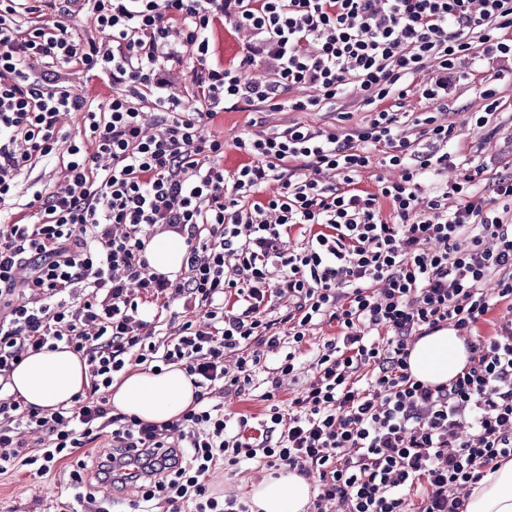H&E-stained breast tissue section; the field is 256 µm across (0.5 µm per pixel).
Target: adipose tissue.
<instances>
[{
	"instance_id": "ef3b65f1",
	"label": "adipose tissue",
	"mask_w": 512,
	"mask_h": 512,
	"mask_svg": "<svg viewBox=\"0 0 512 512\" xmlns=\"http://www.w3.org/2000/svg\"><path fill=\"white\" fill-rule=\"evenodd\" d=\"M145 255L153 271L177 275L185 256L183 238L173 232L155 235ZM461 336L442 329L421 337L409 356L413 376L438 384L449 381L467 362ZM89 382L88 367L66 347L25 357L13 370L6 391L24 404L42 409L69 407ZM196 389L177 366L162 372L136 370L115 381L110 400L119 412L146 422L164 423L182 414L195 400ZM313 495L310 481L293 472L268 477L254 485L252 501L258 512H306ZM467 512H512V461L487 473L474 485Z\"/></svg>"
}]
</instances>
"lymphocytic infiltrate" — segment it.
<instances>
[{"label": "lymphocytic infiltrate", "instance_id": "1", "mask_svg": "<svg viewBox=\"0 0 512 512\" xmlns=\"http://www.w3.org/2000/svg\"><path fill=\"white\" fill-rule=\"evenodd\" d=\"M80 15L108 42L74 32ZM218 26L240 46L225 65L208 37ZM469 57L512 61V0H0V380L61 344L89 372L76 405L49 414L0 400V474L46 473L107 432L95 466L69 472L85 512H108L90 482L136 486L144 512H250L209 479L251 460L312 479L314 512H466L464 490L512 460V171L477 192L487 162L461 164L452 127L406 105L447 102ZM65 68L110 97L73 93ZM230 108L337 122L236 137L249 160L229 170L208 126ZM71 112L72 134L59 126ZM54 159L53 183L31 181ZM374 166L401 174L364 188ZM294 228L307 239L288 251ZM161 230L186 244L175 280L145 257ZM178 299L194 317L166 342L160 313ZM501 304L453 379L412 375L417 339L470 334ZM323 320L341 333L280 410L281 379ZM283 342L267 424L247 436L219 399L250 385L249 347ZM172 364L195 406L162 424L113 411L116 376Z\"/></svg>", "mask_w": 512, "mask_h": 512}]
</instances>
